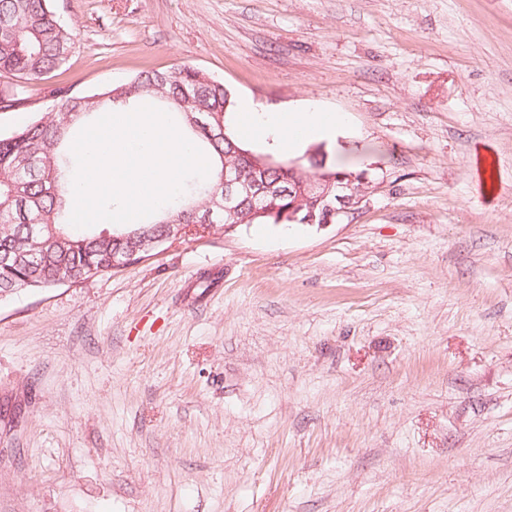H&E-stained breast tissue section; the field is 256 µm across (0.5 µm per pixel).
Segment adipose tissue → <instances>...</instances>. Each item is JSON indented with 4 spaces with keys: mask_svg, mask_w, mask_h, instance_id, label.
Segmentation results:
<instances>
[{
    "mask_svg": "<svg viewBox=\"0 0 512 512\" xmlns=\"http://www.w3.org/2000/svg\"><path fill=\"white\" fill-rule=\"evenodd\" d=\"M238 122L248 125L255 136L276 132L279 150L291 154L310 138L337 136L346 118L343 113L327 112L315 105L294 112H259L245 102L239 108Z\"/></svg>",
    "mask_w": 512,
    "mask_h": 512,
    "instance_id": "adipose-tissue-1",
    "label": "adipose tissue"
}]
</instances>
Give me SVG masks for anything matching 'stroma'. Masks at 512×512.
Returning a JSON list of instances; mask_svg holds the SVG:
<instances>
[{"label":"stroma","mask_w":512,"mask_h":512,"mask_svg":"<svg viewBox=\"0 0 512 512\" xmlns=\"http://www.w3.org/2000/svg\"><path fill=\"white\" fill-rule=\"evenodd\" d=\"M54 8L56 82L191 67L316 103L367 189L0 300V512H512V0ZM52 105L32 84L0 132Z\"/></svg>","instance_id":"1"}]
</instances>
